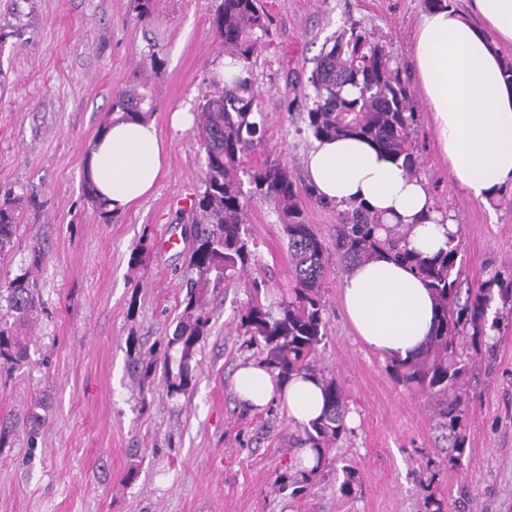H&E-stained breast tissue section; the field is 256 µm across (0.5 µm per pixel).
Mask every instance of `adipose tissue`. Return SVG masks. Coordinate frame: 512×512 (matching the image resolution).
Segmentation results:
<instances>
[{
    "mask_svg": "<svg viewBox=\"0 0 512 512\" xmlns=\"http://www.w3.org/2000/svg\"><path fill=\"white\" fill-rule=\"evenodd\" d=\"M512 43V0H471L469 14L451 7L424 12L413 33L412 63L428 104L436 144L448 170L473 200L512 185V83L502 75L500 44ZM164 145L151 120L119 122L89 157L96 188L122 211L146 196L163 173ZM314 195L346 208L366 204L386 223L403 225L411 248H446L457 225L437 210L422 178L401 161L354 137L315 140L305 158ZM346 317L363 344L381 357L406 358L426 341L435 318L429 288L387 254L352 265L341 288ZM237 400L250 410L277 405L306 426L323 411L320 380L276 377L247 362L233 375Z\"/></svg>",
    "mask_w": 512,
    "mask_h": 512,
    "instance_id": "adipose-tissue-1",
    "label": "adipose tissue"
}]
</instances>
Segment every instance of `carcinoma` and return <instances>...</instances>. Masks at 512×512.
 Wrapping results in <instances>:
<instances>
[{
  "mask_svg": "<svg viewBox=\"0 0 512 512\" xmlns=\"http://www.w3.org/2000/svg\"><path fill=\"white\" fill-rule=\"evenodd\" d=\"M211 25L229 65L240 70L221 90L203 97L196 109L204 190L194 204L193 235L187 237L188 273L180 286L183 311L162 349L163 385L171 396L191 389L196 355L212 318L208 296L257 265L245 228L247 211L255 200L272 203L287 239L293 287L276 296L265 281L253 280V293L239 312L238 327L278 377L313 374L321 379L326 412L302 427L296 441V447L307 445L316 451L315 469L321 470L331 464L329 453L347 431L346 395L335 377L317 368L327 325L323 296L326 248L306 219L288 163L268 146L260 98L253 88L251 61L266 43L269 17L260 0H220ZM330 41V49L316 59L309 76L313 97L307 117L312 136L365 138L402 160L409 175H420L422 162L412 139L415 105L401 68L384 46L360 27L341 28ZM347 85L356 93H344ZM157 109L146 84H130L114 94L97 135L116 122L148 119ZM256 153L261 160L249 163ZM83 190L102 217L110 218L112 210L98 197L89 173ZM17 227L14 210L1 207L0 254L11 247ZM335 241L336 257L345 263L385 251L413 268L431 288L438 312L427 342L411 358L389 359V370L406 389L435 400L436 415L441 427L449 430L452 447L464 448L463 396L470 364L461 359L459 348L467 343L479 354L487 338L500 330L496 305L505 308L512 304V278L494 276L469 290L461 304L460 235L449 239L448 250L425 256L408 248L400 225L384 223L363 206L342 213ZM42 259V245L36 242L24 272L0 286V300L7 302L6 311H0L1 373L19 369L29 359L27 337L18 329L41 309L33 270Z\"/></svg>",
  "mask_w": 512,
  "mask_h": 512,
  "instance_id": "obj_1",
  "label": "carcinoma"
}]
</instances>
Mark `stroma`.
<instances>
[{
  "label": "stroma",
  "mask_w": 512,
  "mask_h": 512,
  "mask_svg": "<svg viewBox=\"0 0 512 512\" xmlns=\"http://www.w3.org/2000/svg\"><path fill=\"white\" fill-rule=\"evenodd\" d=\"M270 35L252 66L271 146L281 151L309 223L328 251L341 210L310 192L304 156L315 58L340 28L357 25L409 69L412 34L424 0H262ZM217 0H153L136 18L135 0H0V24L22 39L0 45V206L19 224L0 254V281L20 274L33 242L44 310L33 323L30 361L0 373V512H512V313L490 349L473 357L455 451L433 402L405 389L388 363L355 336L341 307L345 266L331 259L324 278L327 335L319 366L347 396L348 431L331 465L293 495V445L300 433L284 410L251 411L232 375L258 360L238 330L250 279L213 297L212 320L196 356L195 382L168 395L162 367L143 377L133 352L150 353L172 335L182 311L187 244L183 199L202 192L195 127L171 115L194 111L214 90L224 50L211 27ZM163 59L148 74L159 104L152 116L165 145L157 186L103 222L82 191L84 168L112 96L141 76L149 52ZM414 134L422 176L440 209L452 212L464 243L461 279L475 287L512 275V188L486 203L470 199L438 152L416 79ZM247 232L258 270L273 288L292 286L286 239L272 207L252 203ZM148 246L140 263L130 253Z\"/></svg>",
  "instance_id": "35a3bbf8"
}]
</instances>
